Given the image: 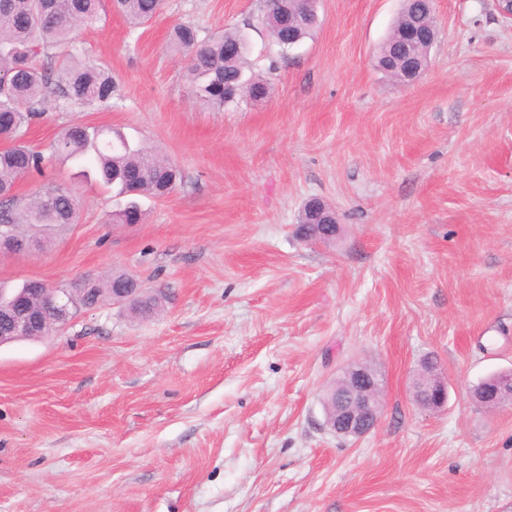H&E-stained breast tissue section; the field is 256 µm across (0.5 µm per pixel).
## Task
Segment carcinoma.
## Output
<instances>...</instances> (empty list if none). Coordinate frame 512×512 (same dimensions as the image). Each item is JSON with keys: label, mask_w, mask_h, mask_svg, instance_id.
Masks as SVG:
<instances>
[{"label": "carcinoma", "mask_w": 512, "mask_h": 512, "mask_svg": "<svg viewBox=\"0 0 512 512\" xmlns=\"http://www.w3.org/2000/svg\"><path fill=\"white\" fill-rule=\"evenodd\" d=\"M162 4L163 0H110V7L135 25L152 18ZM265 8L264 22L284 53L290 46L285 44L283 29L270 22V14L281 9L288 13L297 43L315 29L305 17L302 4L294 0H266ZM104 12V0H0V140L9 143L0 149V225L8 224L17 231L23 224L58 227L76 221V197L65 187L39 192L19 210L13 209L10 201L18 179L44 171V156L22 141L23 130L39 113L37 106L48 101L58 109L106 104L117 91L112 74L98 63L71 57L57 64L48 53L53 46L69 43L76 26L93 25ZM402 18L420 28L433 25L431 16L417 0H404ZM396 35L397 30L390 32L376 57L377 68L393 79L398 69L389 52ZM170 42L187 54L190 85L195 99L204 106L220 109L245 97L254 100L257 91L269 90L268 80L245 77L247 41L239 31L200 40L194 28L183 24L174 28ZM112 134L110 128L92 130L71 125L57 140L56 152L90 163L104 184L117 185L122 193L157 198L168 195L180 178L178 169L154 152L133 149L122 136L114 138ZM311 212L308 202L302 209L298 229L306 231L312 241L333 240L336 228L311 224ZM141 219L142 213L134 202L108 215L111 224H136ZM127 280V274L116 273L104 289L89 279L78 284L74 292L92 288L93 299L100 304L110 297L109 289ZM162 301L163 297L142 290L130 306L133 313L146 317L155 313Z\"/></svg>", "instance_id": "obj_1"}]
</instances>
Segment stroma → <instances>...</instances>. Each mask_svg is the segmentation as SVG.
I'll use <instances>...</instances> for the list:
<instances>
[{"label":"stroma","instance_id":"35a3bbf8","mask_svg":"<svg viewBox=\"0 0 512 512\" xmlns=\"http://www.w3.org/2000/svg\"><path fill=\"white\" fill-rule=\"evenodd\" d=\"M403 0H321L281 52L262 0H164L52 48L110 69V105L48 110L26 145L110 127L181 173L143 220L125 196L52 157L19 203L68 188L77 220L0 253V285L68 288L118 272L161 294L143 319L105 301L38 340L0 346V512H512V404L471 391L512 369V19L493 0H434L438 39L413 84L373 64ZM246 34L270 95L214 109L169 45ZM338 232L309 245L304 203ZM448 401L414 400L424 358ZM354 362L382 384L359 438L324 426L321 397Z\"/></svg>","mask_w":512,"mask_h":512}]
</instances>
